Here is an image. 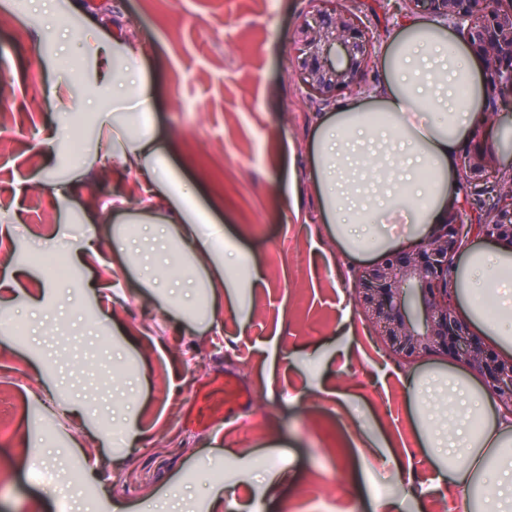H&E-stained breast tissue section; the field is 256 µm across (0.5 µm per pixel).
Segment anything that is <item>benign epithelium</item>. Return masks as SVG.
I'll return each instance as SVG.
<instances>
[{
	"instance_id": "obj_1",
	"label": "benign epithelium",
	"mask_w": 512,
	"mask_h": 512,
	"mask_svg": "<svg viewBox=\"0 0 512 512\" xmlns=\"http://www.w3.org/2000/svg\"><path fill=\"white\" fill-rule=\"evenodd\" d=\"M294 33V72L309 94L328 104L361 87L375 45L366 26L340 0H320ZM412 12L459 28L485 63L508 76L488 96L480 123L498 120L496 99L512 97V0H405ZM460 175L471 184L499 181L500 200L491 225L458 220L461 205L437 225L433 235L408 251L394 253L359 272L354 303L379 330L386 347L401 361L426 353L450 354L477 373L493 398L512 413V359L489 349L458 316L453 279L455 258L477 238L512 243V169L495 167L476 147L463 151Z\"/></svg>"
}]
</instances>
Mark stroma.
<instances>
[{
	"label": "stroma",
	"instance_id": "obj_1",
	"mask_svg": "<svg viewBox=\"0 0 512 512\" xmlns=\"http://www.w3.org/2000/svg\"><path fill=\"white\" fill-rule=\"evenodd\" d=\"M383 48L404 0H342ZM310 0H0V75L14 112L0 154V512H464L434 486L405 381L442 354L393 360L353 300L310 178L329 105L291 72ZM117 71L152 89L147 120L183 188L263 279L249 316L200 321L112 254L115 220L136 235V170L113 157L95 108L113 39ZM38 89L39 101L30 98ZM123 202L119 214L106 202ZM92 250L52 299L36 255ZM249 394L224 411V379ZM135 413L138 438L123 421Z\"/></svg>",
	"mask_w": 512,
	"mask_h": 512
}]
</instances>
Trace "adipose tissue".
I'll return each instance as SVG.
<instances>
[{"instance_id":"ef3b65f1","label":"adipose tissue","mask_w":512,"mask_h":512,"mask_svg":"<svg viewBox=\"0 0 512 512\" xmlns=\"http://www.w3.org/2000/svg\"><path fill=\"white\" fill-rule=\"evenodd\" d=\"M384 84L373 98L344 99L317 124L311 141V180L341 251L371 259L414 246L445 223L459 200V147L478 129L484 98L482 65L473 47L433 17L400 23L380 59ZM120 157L143 174L145 211L164 212L194 230L190 249L175 248L181 264L209 260L189 291L224 290L241 310L239 284L254 286L249 256L228 275L217 256L211 217L175 191L176 171L158 155L150 132L128 138ZM462 318L512 358V244H474L456 275ZM413 422L435 462L438 484L476 512H506L512 501V417L472 377L443 369L413 376Z\"/></svg>"}]
</instances>
